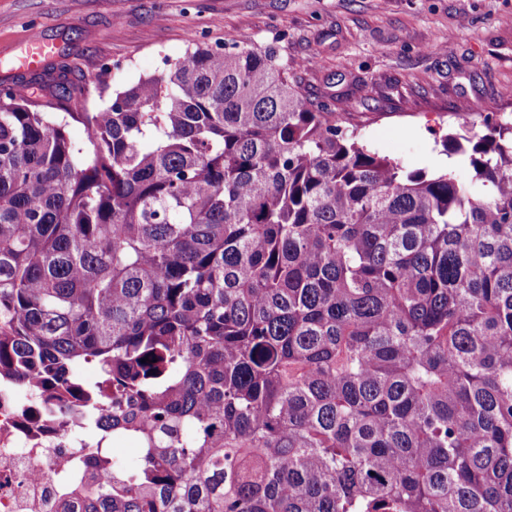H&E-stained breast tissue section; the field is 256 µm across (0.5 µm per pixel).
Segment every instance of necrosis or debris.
I'll return each mask as SVG.
<instances>
[{
  "instance_id": "necrosis-or-debris-1",
  "label": "necrosis or debris",
  "mask_w": 512,
  "mask_h": 512,
  "mask_svg": "<svg viewBox=\"0 0 512 512\" xmlns=\"http://www.w3.org/2000/svg\"><path fill=\"white\" fill-rule=\"evenodd\" d=\"M88 453L86 442L60 439L35 399L0 385V512H55L72 488L65 461Z\"/></svg>"
}]
</instances>
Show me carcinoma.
Here are the masks:
<instances>
[{"mask_svg":"<svg viewBox=\"0 0 512 512\" xmlns=\"http://www.w3.org/2000/svg\"><path fill=\"white\" fill-rule=\"evenodd\" d=\"M165 65L0 82V381L103 473L63 512H512V123L407 171L271 49Z\"/></svg>","mask_w":512,"mask_h":512,"instance_id":"1","label":"carcinoma"}]
</instances>
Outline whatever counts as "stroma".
I'll return each instance as SVG.
<instances>
[{"label": "stroma", "mask_w": 512, "mask_h": 512, "mask_svg": "<svg viewBox=\"0 0 512 512\" xmlns=\"http://www.w3.org/2000/svg\"><path fill=\"white\" fill-rule=\"evenodd\" d=\"M59 49L37 72L11 62L26 37ZM202 43L273 47L310 101L350 102L342 126L407 170L461 168L441 138L461 105L512 122V0H0V81L53 99L83 87L164 73L188 34Z\"/></svg>", "instance_id": "obj_1"}]
</instances>
